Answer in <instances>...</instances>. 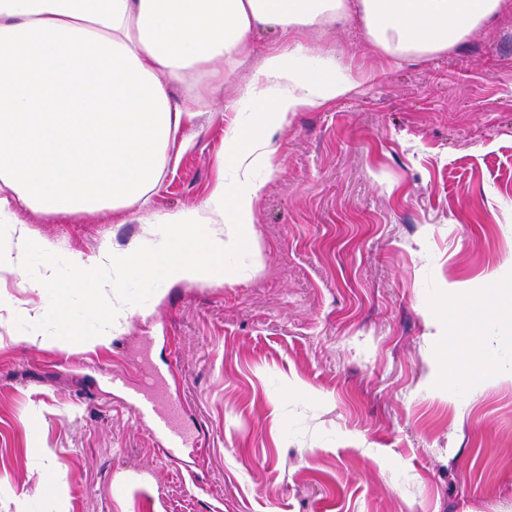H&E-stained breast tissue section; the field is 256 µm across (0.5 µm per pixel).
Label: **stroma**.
Returning <instances> with one entry per match:
<instances>
[{"label":"stroma","mask_w":512,"mask_h":512,"mask_svg":"<svg viewBox=\"0 0 512 512\" xmlns=\"http://www.w3.org/2000/svg\"><path fill=\"white\" fill-rule=\"evenodd\" d=\"M438 55L392 60L358 19L305 34L356 87L293 113L254 208L261 261L125 281L94 348L31 289L143 245L220 183L232 105L185 121L145 208L17 220L49 245L0 271V512H512V383L454 387L448 347L512 323V0ZM166 371L194 437L164 458L134 391ZM121 378L124 389L113 381Z\"/></svg>","instance_id":"35a3bbf8"}]
</instances>
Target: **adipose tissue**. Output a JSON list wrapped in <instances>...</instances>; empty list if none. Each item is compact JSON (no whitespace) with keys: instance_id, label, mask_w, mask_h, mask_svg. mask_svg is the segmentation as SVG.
<instances>
[{"instance_id":"ef3b65f1","label":"adipose tissue","mask_w":512,"mask_h":512,"mask_svg":"<svg viewBox=\"0 0 512 512\" xmlns=\"http://www.w3.org/2000/svg\"><path fill=\"white\" fill-rule=\"evenodd\" d=\"M504 0H0V269L19 270L42 240L18 228L19 209L45 214L125 211L159 184L184 119L224 93V70L251 63L235 104L243 120L228 132L237 188L217 185L194 210L151 227L153 249L106 252L123 278L165 283L223 278L227 254L255 244L257 171L275 172L274 133L299 110L351 93L355 82L333 54L300 33L357 14L373 45L394 59L448 50L496 15ZM266 26L295 41L254 57ZM200 75L204 90L175 97ZM100 271L78 266L70 284L46 270L34 288L62 335L79 339L70 288H95ZM499 372L484 337L448 350L449 384Z\"/></svg>"}]
</instances>
